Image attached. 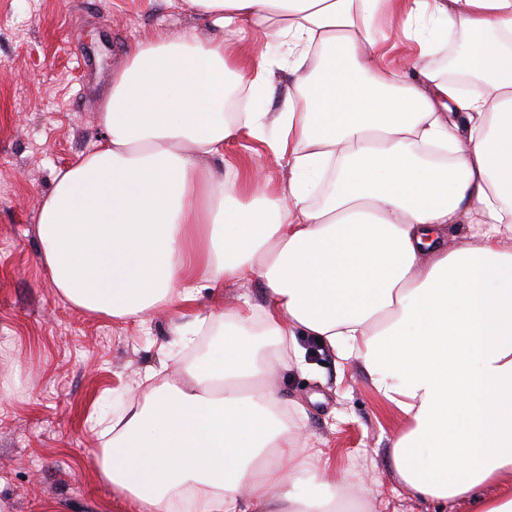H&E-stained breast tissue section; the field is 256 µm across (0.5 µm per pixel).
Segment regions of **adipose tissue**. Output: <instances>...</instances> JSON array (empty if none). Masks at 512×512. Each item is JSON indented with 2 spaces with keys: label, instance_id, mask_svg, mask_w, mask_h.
Here are the masks:
<instances>
[{
  "label": "adipose tissue",
  "instance_id": "obj_1",
  "mask_svg": "<svg viewBox=\"0 0 512 512\" xmlns=\"http://www.w3.org/2000/svg\"><path fill=\"white\" fill-rule=\"evenodd\" d=\"M181 5L210 35L143 42L114 73L102 142L42 204L40 258L71 304L115 319L227 281L260 279L266 301L225 312L180 382L100 425L99 478L137 512L185 494L191 512H345L364 490L298 447L269 382L303 362L301 334L359 360L403 414L391 457L413 494L512 512V0ZM388 19L416 45L404 75ZM247 28L267 42L244 60L225 36ZM452 34L450 70L430 68ZM277 68L296 75L271 144L288 193L253 196V172L216 197L203 159L263 128L224 104L265 95ZM452 224L478 225L474 243L448 248Z\"/></svg>",
  "mask_w": 512,
  "mask_h": 512
}]
</instances>
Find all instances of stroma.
Here are the masks:
<instances>
[{
	"mask_svg": "<svg viewBox=\"0 0 512 512\" xmlns=\"http://www.w3.org/2000/svg\"><path fill=\"white\" fill-rule=\"evenodd\" d=\"M195 30L205 18L179 0H0V496L14 512H41L62 501L69 512H133L100 481L91 455L99 440L92 413H119L142 401L145 372L168 361V381L191 362L176 333L184 320L160 308L145 321L83 312L53 288L39 258L41 203L58 170L93 152L112 73L140 44ZM263 139L241 135L209 166L232 181L261 165L269 189L288 190V167ZM264 300L260 281L204 291L194 311ZM303 367L278 370L274 384L299 445L320 448L349 482L367 480L365 512H468L465 502L439 509L399 481L389 456L406 423L375 393L359 361H341L302 336Z\"/></svg>",
	"mask_w": 512,
	"mask_h": 512,
	"instance_id": "35a3bbf8",
	"label": "stroma"
}]
</instances>
